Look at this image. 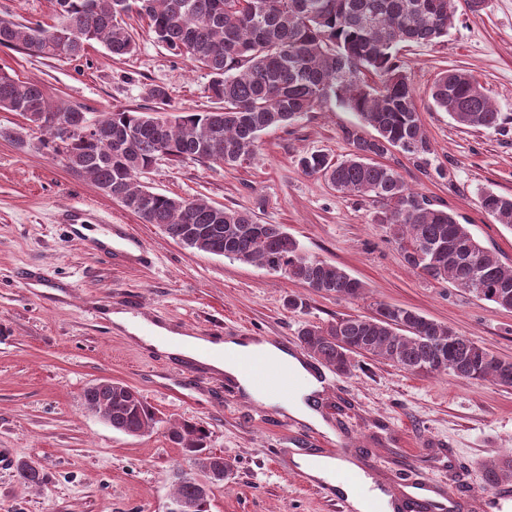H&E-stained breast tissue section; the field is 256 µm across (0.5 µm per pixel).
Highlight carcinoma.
<instances>
[{"instance_id":"cac0c4a2","label":"carcinoma","mask_w":512,"mask_h":512,"mask_svg":"<svg viewBox=\"0 0 512 512\" xmlns=\"http://www.w3.org/2000/svg\"><path fill=\"white\" fill-rule=\"evenodd\" d=\"M453 0H55L51 25L0 17V46L46 58L76 60L94 42L113 57L133 52L120 17L135 13L149 20L158 41L186 56L210 75L217 106L205 112L154 116L115 109L96 115L99 132L68 138L47 127L39 143L54 159L182 242L198 231L192 249L284 272L318 293L355 298L363 284L345 270L303 251L280 224H260L245 210L216 206L203 197L182 198L150 191L139 174L161 156L201 160L204 149L236 166L254 150L261 133L297 121L335 101L357 114L375 134H349L348 157L334 161L323 153L298 159L309 175L324 178L338 193L371 198L379 204V224L405 262L435 280L466 292L464 262L471 258L476 281L471 293L500 307H512V267L483 248L456 215L433 207L412 191L401 175L379 159L400 151L422 160L431 153L409 79L398 64L397 47L427 45L448 36ZM370 72L380 84L361 75ZM434 105L460 126L503 131L509 118L466 70L449 68L437 76ZM40 112L59 121L83 108L51 102L42 85L0 73V110ZM482 210L512 227V196L480 194ZM303 347L339 375L355 367L354 356L368 355L412 374L449 373L461 381L488 380L512 387V361L449 328L401 307L381 304L376 315L350 316L328 324H306L298 333ZM86 407L112 418V430L140 437L153 428L155 413L130 387L114 382L83 392ZM207 431L183 422L169 429L182 454L192 455L201 481L176 480L174 506L209 512L213 490L231 468L224 457L206 451ZM18 479L39 485L36 466L17 468ZM493 486L512 480V457L481 471Z\"/></svg>"}]
</instances>
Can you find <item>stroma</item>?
Instances as JSON below:
<instances>
[{
  "label": "stroma",
  "mask_w": 512,
  "mask_h": 512,
  "mask_svg": "<svg viewBox=\"0 0 512 512\" xmlns=\"http://www.w3.org/2000/svg\"><path fill=\"white\" fill-rule=\"evenodd\" d=\"M454 27L441 42L401 47L397 57L414 89L431 142L426 160L395 151L385 164L435 207L458 215L473 237L512 266V228L481 210V191L512 196V124L506 132L458 126L430 95L438 74L468 70L500 111L512 115V0L469 11L455 0ZM131 54L92 43L83 58L56 60L0 47V73L39 82L47 97L91 112L145 111L151 85L168 90L172 113L201 112L213 101L207 71L157 41L147 19L130 15ZM20 115L0 111V512H169L173 471L183 460L171 425L198 423L233 475L215 489L210 512H340L335 497L298 475L294 456L340 443L344 459L367 470L388 494L402 479L457 490L458 512H483L490 494L483 466L512 456V388L411 374L369 356L348 375L330 374L319 433L249 399L223 375L147 346L117 328L107 310L141 315L191 336H254L299 348L303 325L372 315L378 304L416 310L512 361V308H503L409 267L376 223L377 203L342 195L304 173L301 154L341 160L360 130L358 116L328 102L289 126L261 135L241 165L162 157L140 174L156 193L203 197L283 225L310 254L362 281L354 299L313 291L284 273L184 247L145 224L89 179L40 148L38 132L18 147ZM84 211L98 231L128 225L152 256L131 266L70 237L61 214ZM35 279H25V271ZM302 306L289 309V298ZM102 378L132 387L156 412L148 433L113 431L82 394ZM34 460L39 486L21 483L15 464Z\"/></svg>",
  "instance_id": "35a3bbf8"
}]
</instances>
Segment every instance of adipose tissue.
Masks as SVG:
<instances>
[{
    "label": "adipose tissue",
    "mask_w": 512,
    "mask_h": 512,
    "mask_svg": "<svg viewBox=\"0 0 512 512\" xmlns=\"http://www.w3.org/2000/svg\"><path fill=\"white\" fill-rule=\"evenodd\" d=\"M109 318L116 326L149 346L205 364L224 373L246 394L258 399L262 398L263 392L241 370L240 356L258 354L272 362L287 366L294 376L302 380L303 387L288 399L278 401V409L313 427L323 428L324 422L312 402L313 395L321 389L320 383L299 357L289 354L279 345L266 340L237 337L213 340L201 336L175 335L164 327L124 311L111 312Z\"/></svg>",
    "instance_id": "obj_1"
}]
</instances>
